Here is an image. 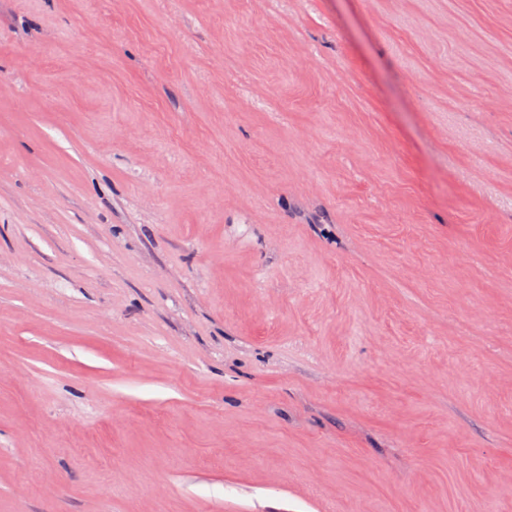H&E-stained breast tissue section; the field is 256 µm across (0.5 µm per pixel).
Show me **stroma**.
Returning a JSON list of instances; mask_svg holds the SVG:
<instances>
[{
    "mask_svg": "<svg viewBox=\"0 0 512 512\" xmlns=\"http://www.w3.org/2000/svg\"><path fill=\"white\" fill-rule=\"evenodd\" d=\"M0 512H512V0H0Z\"/></svg>",
    "mask_w": 512,
    "mask_h": 512,
    "instance_id": "35a3bbf8",
    "label": "stroma"
}]
</instances>
